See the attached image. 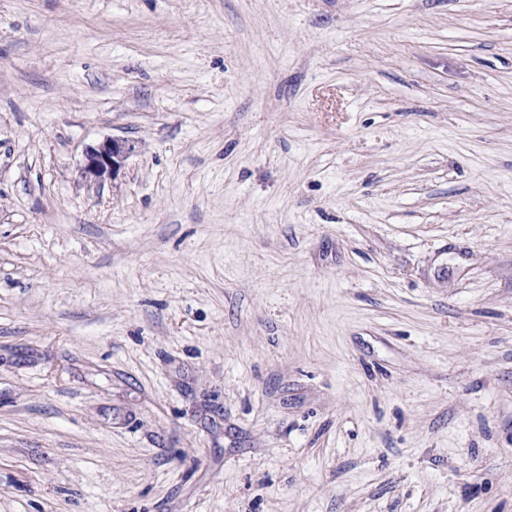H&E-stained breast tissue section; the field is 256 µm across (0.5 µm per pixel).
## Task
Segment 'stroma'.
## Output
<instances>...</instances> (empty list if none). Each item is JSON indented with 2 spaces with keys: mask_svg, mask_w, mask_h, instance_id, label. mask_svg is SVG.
<instances>
[{
  "mask_svg": "<svg viewBox=\"0 0 512 512\" xmlns=\"http://www.w3.org/2000/svg\"><path fill=\"white\" fill-rule=\"evenodd\" d=\"M0 512H512V0H0ZM134 149V144L129 141L107 138L86 149L81 174L86 180L96 183L113 179Z\"/></svg>",
  "mask_w": 512,
  "mask_h": 512,
  "instance_id": "stroma-1",
  "label": "stroma"
}]
</instances>
